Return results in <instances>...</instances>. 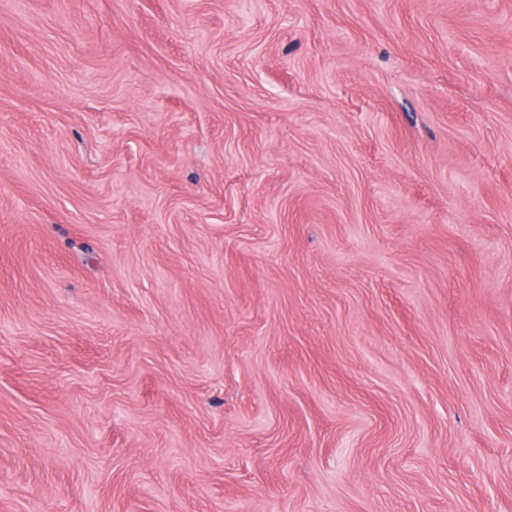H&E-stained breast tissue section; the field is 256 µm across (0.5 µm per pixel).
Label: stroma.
Wrapping results in <instances>:
<instances>
[{
  "label": "stroma",
  "mask_w": 512,
  "mask_h": 512,
  "mask_svg": "<svg viewBox=\"0 0 512 512\" xmlns=\"http://www.w3.org/2000/svg\"><path fill=\"white\" fill-rule=\"evenodd\" d=\"M0 0V512H512V0Z\"/></svg>",
  "instance_id": "obj_1"
}]
</instances>
